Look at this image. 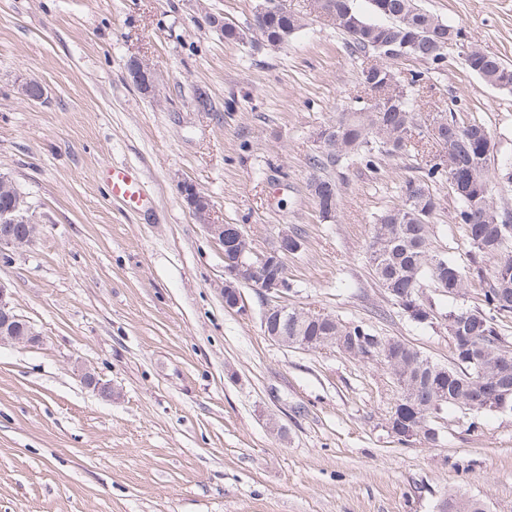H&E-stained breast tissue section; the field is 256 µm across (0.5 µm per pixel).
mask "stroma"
Masks as SVG:
<instances>
[{
	"label": "stroma",
	"instance_id": "1",
	"mask_svg": "<svg viewBox=\"0 0 512 512\" xmlns=\"http://www.w3.org/2000/svg\"><path fill=\"white\" fill-rule=\"evenodd\" d=\"M258 2L0 0V173L40 226L0 262V282L41 335L0 346V512H440L454 492L512 512V414L482 413L472 430L448 408L436 443L402 444L387 427L398 388L383 364L270 340L255 289L243 290L247 313L224 307V255L181 197L184 181L256 253L300 232L289 305L450 362L451 300L425 281L441 317L414 322L367 255L375 217L421 176L431 144L414 136L372 171L350 160L327 169L339 211L323 220L308 191L316 134L369 104L367 61L313 0H287L304 27L279 47L226 42L209 22L250 32ZM417 2L512 65V0ZM134 60L153 72L155 95L137 89ZM28 78L44 100L20 94ZM412 100L488 126L491 168L512 157V93L456 50ZM113 165L140 173L148 206L112 199L101 173ZM433 188L431 249L468 265L457 200L447 181ZM80 364L111 383L112 400L80 382Z\"/></svg>",
	"mask_w": 512,
	"mask_h": 512
}]
</instances>
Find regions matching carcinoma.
I'll use <instances>...</instances> for the list:
<instances>
[{
	"mask_svg": "<svg viewBox=\"0 0 512 512\" xmlns=\"http://www.w3.org/2000/svg\"><path fill=\"white\" fill-rule=\"evenodd\" d=\"M336 16V29L346 40L350 53L378 55L379 48L397 47L406 42L415 46L412 58L440 67L441 50L447 49L459 37L458 29L424 11L417 0H368L375 19L371 20L354 6V0H325ZM304 26L299 15L285 11L270 18L263 41L269 46H280ZM466 67L489 85L512 91V66L501 58L473 46L472 54L464 57ZM422 73L400 81L401 92L393 104L381 112H367L363 108L343 112L336 120V130L343 139L336 153H318L312 157V167L324 170L347 156H357L371 164L376 154L396 155L406 150L413 133L430 128L435 118L444 122V142L432 155L427 177L468 178L470 188L456 194L455 223L473 250V259L492 262L489 271L478 275L484 283L481 296L483 306L455 307L445 320L452 335L459 340L458 353L447 367L448 374L430 372L413 362L414 348L395 342L376 333L363 324L346 323L329 314L322 319L288 321V335L315 338L328 335L332 329L338 336H368L366 346L389 349L390 355L400 358V368L420 374L421 389L412 401L395 404L393 415L405 421L415 412H426L422 425L435 428L437 408L455 407L460 400L479 398L486 388L495 384L500 389L512 390V359L495 362L501 354V323L512 317V213L494 201L484 188L491 184L487 161L493 156L497 142L491 130L482 122L465 119L454 113L438 112L427 117L416 112L406 86H416ZM312 196L323 218L337 213L339 207L336 182L326 176H317L309 183ZM439 199L431 192L424 179H408L402 187L401 202L377 215L369 244V262L379 283L395 289L393 300L418 323L435 319L433 305L424 303L423 280L428 278L454 299L464 294L468 275L457 262L432 253L429 243L431 217ZM495 383H489V380ZM443 512H485L479 501L448 496Z\"/></svg>",
	"mask_w": 512,
	"mask_h": 512,
	"instance_id": "1",
	"label": "carcinoma"
}]
</instances>
